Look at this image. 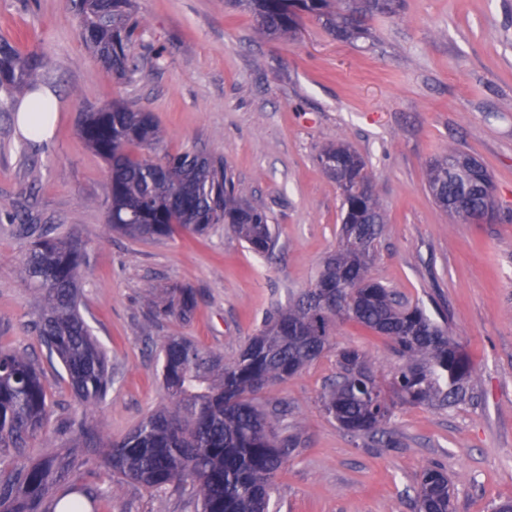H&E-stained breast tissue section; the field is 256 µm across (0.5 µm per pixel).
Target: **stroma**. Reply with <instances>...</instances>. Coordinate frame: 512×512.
I'll return each mask as SVG.
<instances>
[{"label":"stroma","instance_id":"35a3bbf8","mask_svg":"<svg viewBox=\"0 0 512 512\" xmlns=\"http://www.w3.org/2000/svg\"><path fill=\"white\" fill-rule=\"evenodd\" d=\"M133 18L139 70L120 79L82 41L65 0H0V39L42 58L35 82L58 99L53 136L42 143L17 133L14 104L0 110V344L32 354L52 403L24 458H76L49 500L86 485L102 494L98 512H197L189 489L153 492L113 474L77 447L75 424L84 418L123 438L166 403L164 337H190L233 361L269 310L311 286L336 245L341 207L317 156L338 140L366 159L386 212L372 276L447 317L475 368L476 400L448 410L396 406L393 448L351 438L319 407L337 351H363L383 375L398 358L383 337L337 321L323 354L266 393L287 406L288 430L302 441L276 480L275 512H416L417 481L430 465L448 474L453 512H491L512 499V0H406L357 42L336 40L309 17L296 40L274 39L226 0H134ZM112 101L153 114L163 132L156 156L223 157L239 192L277 228L273 258L252 254L222 224L159 240L109 230L108 164L78 125ZM451 146L490 173L495 221L462 224L434 203L426 165ZM45 230L87 251L81 313L112 371L108 396L89 411L41 345L40 298L19 276ZM173 285L197 291L191 320L149 321L145 295Z\"/></svg>","mask_w":512,"mask_h":512}]
</instances>
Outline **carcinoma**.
I'll list each match as a JSON object with an SVG mask.
<instances>
[{
    "label": "carcinoma",
    "mask_w": 512,
    "mask_h": 512,
    "mask_svg": "<svg viewBox=\"0 0 512 512\" xmlns=\"http://www.w3.org/2000/svg\"><path fill=\"white\" fill-rule=\"evenodd\" d=\"M258 27L281 39L294 38L303 16L317 20L336 39L370 36L369 20L395 16L405 0H231ZM82 39L118 78L137 71L127 53L136 30L132 0H67ZM42 58L23 54L0 39V95H25ZM83 141L109 166L104 199L109 228L137 239H160L179 226L203 234L224 224L253 254L270 257L277 247L266 212L236 191L221 157L194 150L167 152L153 160L145 152L162 140L154 116L144 108L114 102L84 115ZM338 141L318 156L322 172L342 192L343 214L336 250L322 263L306 291L277 306L237 358L224 362L184 336L160 344L167 405L144 418L119 440L82 420L83 447L125 479L148 489L190 486L199 512H269L275 479L301 445L281 424L288 410L263 402L260 393L297 374L319 357L336 320L352 321L387 338L399 358L378 375L365 354L336 352V376L321 396L326 416L353 438L394 447L389 425L393 391L402 405L445 410L474 399V367L448 328L424 308L404 306L371 276L386 223L374 176L357 152ZM426 180L435 203L463 223L480 222L492 208V179L485 166L451 148L431 159ZM85 248L77 239L41 234L32 242L20 274L41 295L38 331L58 358L75 396L86 407L106 398L112 386L107 354L85 322L78 303ZM197 306L191 288H162L147 298L156 319L187 321ZM49 396L30 359L0 346V512H54L43 508L54 482L72 462L46 456L18 460L29 442L46 431ZM453 488L437 466L426 467L417 512H448ZM94 500L78 488L66 512H85Z\"/></svg>",
    "instance_id": "carcinoma-1"
}]
</instances>
